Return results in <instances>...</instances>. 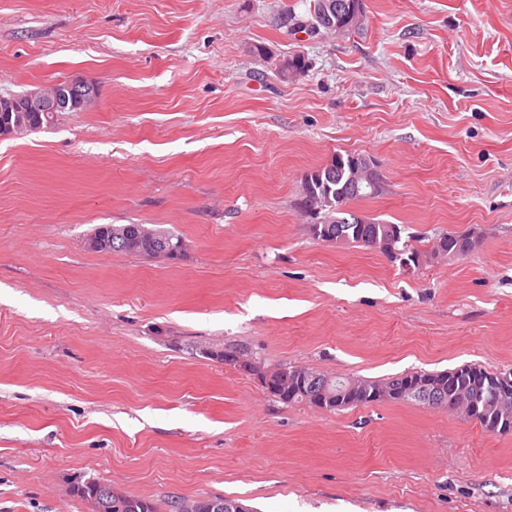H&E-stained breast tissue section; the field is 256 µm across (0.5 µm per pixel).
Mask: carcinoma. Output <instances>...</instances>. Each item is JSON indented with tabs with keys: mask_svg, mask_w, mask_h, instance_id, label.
I'll return each mask as SVG.
<instances>
[{
	"mask_svg": "<svg viewBox=\"0 0 512 512\" xmlns=\"http://www.w3.org/2000/svg\"><path fill=\"white\" fill-rule=\"evenodd\" d=\"M355 159V154L334 155L337 178L329 182L320 177L323 168L319 167L309 173L311 184L325 200H336V196L345 197V203L355 200L370 199L372 195L366 192H355L348 175ZM344 228L348 232L349 242L366 249L382 252L390 258H398L404 254L415 258L420 252L413 246L412 240H404L402 236H392L397 229L405 231V226L373 222L371 224H336V211L331 204H326L320 211L316 222L309 225L312 235L322 241H330L336 236V230ZM128 229L130 237L124 241L117 239L112 250L117 253L138 254L140 237L136 230L140 224L120 225ZM447 249L459 257H465L475 250L468 236L443 234L439 237L437 249ZM493 371L476 364H465L452 370L428 373L426 371H411L382 380L359 379V389L348 392L349 382L330 374L317 373V385L325 395L322 408L325 410H340L350 407L367 406L378 402L411 403L428 406L430 402L413 396L418 390L420 381L427 375L444 379V391L448 409L459 413L464 419L477 422L485 430L499 435L512 434V384L503 388L491 381ZM109 485L91 480L79 483L74 488L75 495L88 502L97 501L100 512H160L157 504L151 500L138 497L121 496L112 498L106 493ZM209 499L201 498L190 502L175 501L170 512H209Z\"/></svg>",
	"mask_w": 512,
	"mask_h": 512,
	"instance_id": "carcinoma-1",
	"label": "carcinoma"
}]
</instances>
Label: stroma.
Segmentation results:
<instances>
[{"mask_svg": "<svg viewBox=\"0 0 512 512\" xmlns=\"http://www.w3.org/2000/svg\"><path fill=\"white\" fill-rule=\"evenodd\" d=\"M310 0H0V96H99L0 138V512H89L97 480L168 512H512V435L445 409L285 404L216 359L384 379L512 368V0H364L358 32H292ZM300 54L298 77L278 61ZM377 161L353 202L423 259L315 239L308 172ZM100 224L172 231L102 255ZM479 232L462 258L444 233ZM111 227H120L122 229L127 228L131 235L127 243H125L123 239H116L114 242H112V236L108 239L104 237L103 234L96 232L90 235V237L87 239L86 246L90 250L103 254L112 253L113 250L117 253L139 255L138 250L140 247L137 242L142 239L146 245L145 257L147 258H154L158 256L171 257L172 255L177 254L173 248V244H171L172 242H170V247L166 248V246L163 245L161 247L156 246L155 240L151 234L146 239H144V237L140 239V237L136 235V230L143 229L144 227L142 224H101L96 229H99L103 233H108ZM221 497H211V498H201L195 499L190 502H180L174 501L171 502L173 505H170L172 509L169 512H209L207 508V504L212 499H217ZM233 501V500H232ZM232 501H224V499H217L213 501L210 505L211 512H247V509L244 505H241Z\"/></svg>", "mask_w": 512, "mask_h": 512, "instance_id": "35a3bbf8", "label": "stroma"}]
</instances>
